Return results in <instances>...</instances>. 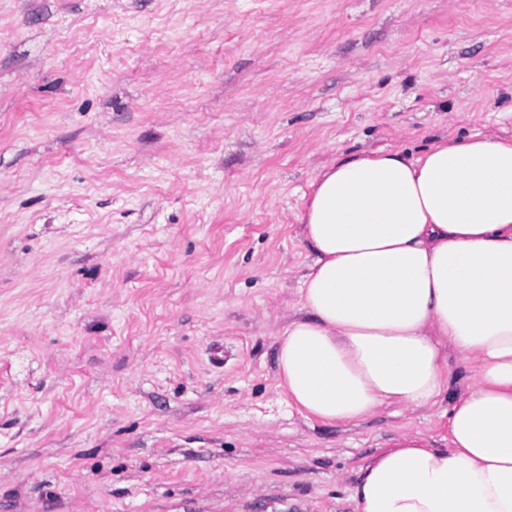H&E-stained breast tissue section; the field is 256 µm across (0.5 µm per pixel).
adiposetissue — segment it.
Here are the masks:
<instances>
[{"label": "adipose tissue", "instance_id": "1", "mask_svg": "<svg viewBox=\"0 0 512 512\" xmlns=\"http://www.w3.org/2000/svg\"><path fill=\"white\" fill-rule=\"evenodd\" d=\"M311 187L313 259L276 349L289 405L330 425L426 410L456 354L474 383L448 411L447 447L396 438L355 486L356 512H512V140L381 148Z\"/></svg>", "mask_w": 512, "mask_h": 512}]
</instances>
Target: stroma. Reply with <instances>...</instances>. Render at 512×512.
Returning a JSON list of instances; mask_svg holds the SVG:
<instances>
[{
    "label": "stroma",
    "mask_w": 512,
    "mask_h": 512,
    "mask_svg": "<svg viewBox=\"0 0 512 512\" xmlns=\"http://www.w3.org/2000/svg\"><path fill=\"white\" fill-rule=\"evenodd\" d=\"M512 139V0H0V512H354L449 396L328 425L278 335L340 156Z\"/></svg>",
    "instance_id": "stroma-1"
}]
</instances>
